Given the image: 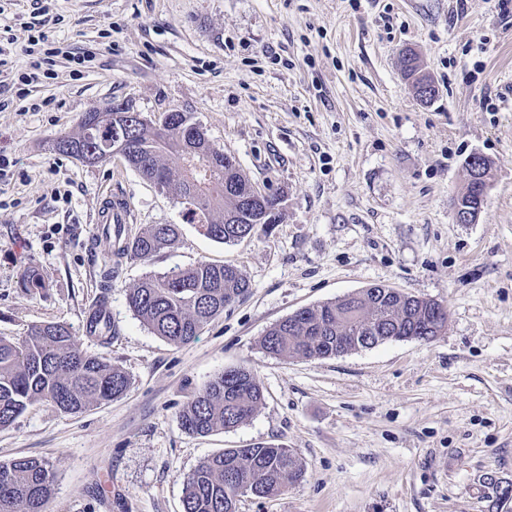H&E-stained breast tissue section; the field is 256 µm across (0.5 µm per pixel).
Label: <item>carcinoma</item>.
<instances>
[{
  "instance_id": "obj_1",
  "label": "carcinoma",
  "mask_w": 512,
  "mask_h": 512,
  "mask_svg": "<svg viewBox=\"0 0 512 512\" xmlns=\"http://www.w3.org/2000/svg\"><path fill=\"white\" fill-rule=\"evenodd\" d=\"M407 78L418 85L424 100L433 98L430 79L421 73L416 57L404 61ZM156 125L149 121L134 130L135 150L125 164L148 181L166 173L163 189L178 203L192 193L198 207H184L197 231L214 241L231 244L250 236L264 209H275L280 198L269 195L265 204L246 212L242 196L250 181L224 162V150L201 139L186 138L182 113ZM120 135L99 112H86L76 136L58 137L51 150L86 159L107 158L108 147ZM183 161L179 175L164 163L167 155ZM176 224H152L124 241L120 253L147 261L178 236ZM250 282L235 266L197 262L186 268L145 275L128 293L134 315L153 334L175 345L196 338L202 327L224 308L249 293ZM440 303L399 291L369 287L301 308L274 324L260 340L273 356L326 359L391 340L436 337L434 308ZM87 335L102 345L112 340V321L104 304L95 306L85 325ZM129 386L127 374L102 355L81 349L70 327L48 322L31 328L21 340L0 337V428L7 427L29 406L47 401L68 413L115 400ZM263 391L246 368L214 375L179 415L181 427L196 435L233 429L262 404ZM305 473L301 458L288 448L259 444L226 448L202 459L184 481L183 512H237L239 498L279 494ZM54 483L48 461L18 458L0 463V512H45Z\"/></svg>"
}]
</instances>
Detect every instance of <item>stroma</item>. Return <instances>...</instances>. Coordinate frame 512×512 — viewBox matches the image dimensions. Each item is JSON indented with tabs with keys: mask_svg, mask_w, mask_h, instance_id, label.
<instances>
[{
	"mask_svg": "<svg viewBox=\"0 0 512 512\" xmlns=\"http://www.w3.org/2000/svg\"><path fill=\"white\" fill-rule=\"evenodd\" d=\"M34 0L0 13L24 70ZM49 36L96 57L81 78L58 59L36 98L47 112L0 111V337L62 322L81 347L130 378L79 414L47 402L0 428V462H50L46 512H182L204 457L257 443L306 463L282 493L237 512H512L487 477L512 482V21L495 0H51ZM413 49L438 93L421 102L402 74ZM132 103L159 122L184 113L235 157L279 221L222 244L199 234L171 194L120 156L87 165L55 154L84 112ZM490 164L476 223L455 202L466 162ZM68 199L55 198V191ZM128 208L127 235L176 224L147 261H111L93 221L104 192ZM232 264L250 292L175 346L151 333L127 294L148 273ZM38 283L21 285L24 271ZM375 284L448 309L430 341H388L308 360L273 357L265 332L303 307ZM112 341L85 333L99 302ZM249 369L264 400L207 436L179 413L215 374Z\"/></svg>",
	"mask_w": 512,
	"mask_h": 512,
	"instance_id": "35a3bbf8",
	"label": "stroma"
}]
</instances>
